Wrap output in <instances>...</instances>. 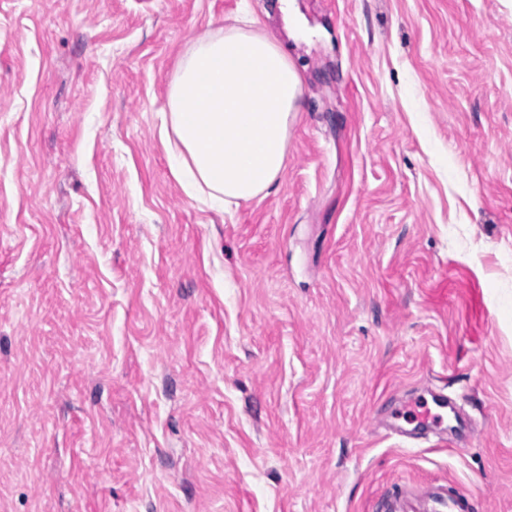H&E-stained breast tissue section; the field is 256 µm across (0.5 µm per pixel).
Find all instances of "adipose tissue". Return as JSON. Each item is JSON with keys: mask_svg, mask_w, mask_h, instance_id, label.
<instances>
[{"mask_svg": "<svg viewBox=\"0 0 512 512\" xmlns=\"http://www.w3.org/2000/svg\"><path fill=\"white\" fill-rule=\"evenodd\" d=\"M302 92L294 64L253 18L193 41L159 130L185 194L224 213L268 196L285 168Z\"/></svg>", "mask_w": 512, "mask_h": 512, "instance_id": "1", "label": "adipose tissue"}]
</instances>
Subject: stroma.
I'll return each instance as SVG.
<instances>
[{"label":"stroma","instance_id":"stroma-1","mask_svg":"<svg viewBox=\"0 0 512 512\" xmlns=\"http://www.w3.org/2000/svg\"><path fill=\"white\" fill-rule=\"evenodd\" d=\"M249 8L275 192L190 200L185 49ZM444 391L441 434L400 436ZM512 512V0H0V512ZM415 499L420 507H415L414 500L407 491L397 489L387 495L379 507L380 512H468L466 498L443 484L427 483L417 491Z\"/></svg>","mask_w":512,"mask_h":512}]
</instances>
